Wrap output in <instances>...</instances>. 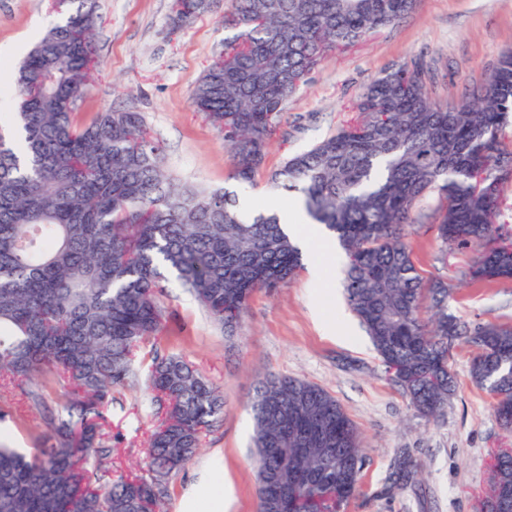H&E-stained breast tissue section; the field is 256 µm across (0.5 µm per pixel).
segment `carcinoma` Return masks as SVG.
<instances>
[{
	"mask_svg": "<svg viewBox=\"0 0 512 512\" xmlns=\"http://www.w3.org/2000/svg\"><path fill=\"white\" fill-rule=\"evenodd\" d=\"M174 21L203 16L207 0H179ZM418 0H232L235 30L191 94L194 111L224 134L234 178L263 168L288 98L327 53L364 41L411 14ZM95 0H70L22 60L13 128L0 132V379L34 405L40 378L62 382L67 416L43 415L46 441L27 457L0 446V512H163L169 476L192 459L205 431L224 416L220 390L177 354L160 355L167 314L156 292L176 274L210 318L231 330L253 294L275 288L301 266L302 251L278 214L245 219L227 188L180 186L139 112L79 117L98 63ZM420 66L399 64L372 80L356 118L271 175L301 193L308 215L345 250L343 288L384 368L424 416L454 392L449 352L477 349L470 374L495 398L512 429V327L470 328L448 313L451 286L432 282L433 314L422 316V279L405 242L412 211L438 190L442 243L475 247L473 265L492 281L512 280V250L499 242L512 206L500 186L512 174V51L472 92L448 105L431 98ZM146 370L156 418L148 475L104 482L112 454L101 433L105 405ZM258 512H271L265 480L280 495L340 507L359 487L360 434L320 386L271 376L251 399ZM396 483H415L417 465L396 457ZM512 484V456L499 460L489 488Z\"/></svg>",
	"mask_w": 512,
	"mask_h": 512,
	"instance_id": "cac0c4a2",
	"label": "carcinoma"
}]
</instances>
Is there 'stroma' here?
Here are the masks:
<instances>
[{
	"instance_id": "35a3bbf8",
	"label": "stroma",
	"mask_w": 512,
	"mask_h": 512,
	"mask_svg": "<svg viewBox=\"0 0 512 512\" xmlns=\"http://www.w3.org/2000/svg\"><path fill=\"white\" fill-rule=\"evenodd\" d=\"M171 0H97L94 46L100 73L79 105L81 117L112 108L142 113L182 184L237 188L222 134L194 112L190 94L205 66L229 37L223 16L230 0L185 25L171 20ZM52 21L48 0H0V114L15 110L12 76L32 47L33 32ZM512 48V0H419L398 24L326 55L307 83L289 97L264 169L245 190L258 209L284 211L298 193L270 186L286 156L309 149L349 120V107L384 70L417 62L434 75L432 96L456 102L479 84ZM439 196L413 210L410 247L424 280L453 288L448 311L477 327H512V281L469 283L463 278L476 248L444 246L438 237ZM304 268L277 288L258 290L234 333L214 323L195 299L167 283L159 299L167 312L159 354L182 355L224 394V417L205 436L200 453L167 482V512H194L204 485L230 482L231 512H257L256 469L250 453L254 421L250 398L271 375L306 380L342 406L363 439L361 489L344 512H477L490 476L492 452L512 448V432L494 413V398L469 373L474 351L452 349L456 392L445 414L420 417L385 372L364 329L350 339L329 336L325 324L354 322L342 293L343 260L325 264L322 280ZM153 425L145 385L118 394L104 409L102 432L112 444L104 471L146 470ZM0 443L30 454L42 443L40 411L13 385L0 383ZM408 449L422 465L417 491L394 487L391 464Z\"/></svg>"
}]
</instances>
